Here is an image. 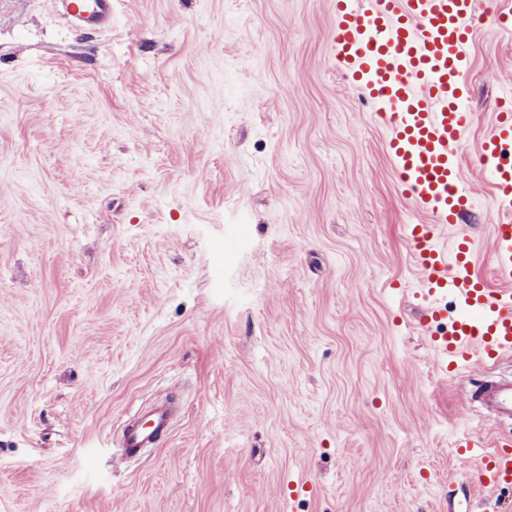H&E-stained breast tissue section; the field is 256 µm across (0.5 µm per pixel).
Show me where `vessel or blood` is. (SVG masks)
I'll return each mask as SVG.
<instances>
[{
    "label": "vessel or blood",
    "instance_id": "obj_1",
    "mask_svg": "<svg viewBox=\"0 0 512 512\" xmlns=\"http://www.w3.org/2000/svg\"><path fill=\"white\" fill-rule=\"evenodd\" d=\"M52 8L76 30L102 32L112 26V0H52ZM481 21L478 0H337L332 32L337 69L370 100L378 117L389 120L388 150L399 185L414 209L430 218L409 232L428 296L426 320L441 323L450 294L466 309L433 341L437 354L460 364L512 353V223L495 227V288L475 271L470 244L451 253L437 241L438 230L458 223L472 204L460 165L471 114L461 95L469 42ZM481 158L498 207L508 217L512 119L499 121ZM476 398L497 417L512 419L511 381L486 384ZM173 416L169 401L131 416L122 430L120 459L163 445ZM478 446L472 438L463 441L474 479L489 489L511 487L512 446L491 452Z\"/></svg>",
    "mask_w": 512,
    "mask_h": 512
}]
</instances>
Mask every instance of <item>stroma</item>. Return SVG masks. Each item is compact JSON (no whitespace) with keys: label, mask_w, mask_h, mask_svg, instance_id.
Returning <instances> with one entry per match:
<instances>
[{"label":"stroma","mask_w":512,"mask_h":512,"mask_svg":"<svg viewBox=\"0 0 512 512\" xmlns=\"http://www.w3.org/2000/svg\"><path fill=\"white\" fill-rule=\"evenodd\" d=\"M485 21L464 76L463 223L492 279L481 147L511 104ZM336 0H113L74 31L0 0V512H448L472 399L437 362L388 126L337 69ZM173 400L168 441L116 439Z\"/></svg>","instance_id":"1"}]
</instances>
